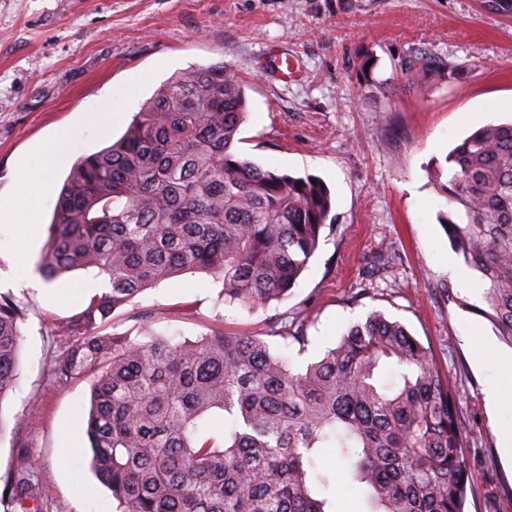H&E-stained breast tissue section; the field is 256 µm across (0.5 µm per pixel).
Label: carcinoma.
Masks as SVG:
<instances>
[{
	"label": "carcinoma",
	"instance_id": "carcinoma-1",
	"mask_svg": "<svg viewBox=\"0 0 512 512\" xmlns=\"http://www.w3.org/2000/svg\"><path fill=\"white\" fill-rule=\"evenodd\" d=\"M245 95L222 63L179 72L115 143L81 158L61 187L39 271L95 268L107 291L63 326L60 382L93 375L90 466L119 512H331L314 458L333 448L365 512H464L469 481L457 390L430 349L371 312L300 370L274 352L305 351L310 314L195 341L100 336L113 313L182 272L223 283L244 309L288 298L332 209L320 181L265 170L236 144ZM441 185L453 251L483 285L475 311L512 347V124H487L446 157ZM0 295V404L15 387L19 321ZM232 417L221 436L207 428ZM48 497L24 455L0 477L4 512Z\"/></svg>",
	"mask_w": 512,
	"mask_h": 512
}]
</instances>
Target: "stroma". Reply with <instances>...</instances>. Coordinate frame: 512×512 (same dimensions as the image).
Listing matches in <instances>:
<instances>
[{"label": "stroma", "instance_id": "obj_1", "mask_svg": "<svg viewBox=\"0 0 512 512\" xmlns=\"http://www.w3.org/2000/svg\"><path fill=\"white\" fill-rule=\"evenodd\" d=\"M433 61L432 71L417 66ZM222 63L242 79L247 117L238 153L263 168L312 177L330 190L332 224L287 301L246 310L221 302L222 283L184 272L138 295L104 335L196 339L215 325L257 331L276 313L305 309V350L272 347L299 369L374 310L399 321L458 387L469 482L467 512H499L512 494V461L499 436L512 404L492 410L486 390L512 393V376L473 363L478 276L451 249V208L434 171L473 130L512 121V12L487 0H0V294L23 311L15 389L0 402V476L26 454L49 496L39 512H116L89 467L84 434L91 381L56 382L57 329L85 304L96 270L28 286L26 255L41 257L28 210L49 225L75 162L119 139L168 78ZM50 148L62 162L55 190L17 191L28 157ZM68 295L53 300V289ZM465 299L466 307L449 303ZM72 449L59 459L62 433ZM333 512H362L333 450L321 452Z\"/></svg>", "mask_w": 512, "mask_h": 512}]
</instances>
